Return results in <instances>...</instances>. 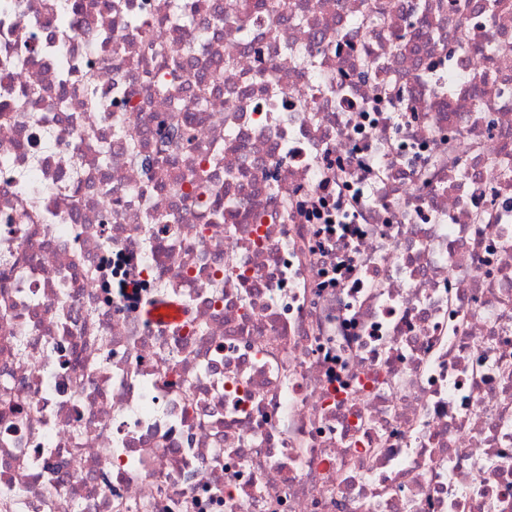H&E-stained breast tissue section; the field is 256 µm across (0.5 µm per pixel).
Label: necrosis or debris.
<instances>
[{
    "label": "necrosis or debris",
    "instance_id": "4bbe7bcc",
    "mask_svg": "<svg viewBox=\"0 0 512 512\" xmlns=\"http://www.w3.org/2000/svg\"><path fill=\"white\" fill-rule=\"evenodd\" d=\"M0 512H512V0H0Z\"/></svg>",
    "mask_w": 512,
    "mask_h": 512
}]
</instances>
